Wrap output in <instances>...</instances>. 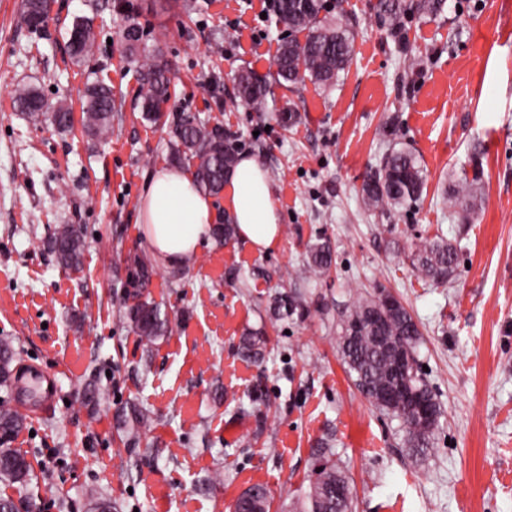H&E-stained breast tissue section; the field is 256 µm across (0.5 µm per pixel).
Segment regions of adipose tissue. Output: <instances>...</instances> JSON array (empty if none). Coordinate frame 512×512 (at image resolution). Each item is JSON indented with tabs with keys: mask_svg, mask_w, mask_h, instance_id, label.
Here are the masks:
<instances>
[{
	"mask_svg": "<svg viewBox=\"0 0 512 512\" xmlns=\"http://www.w3.org/2000/svg\"><path fill=\"white\" fill-rule=\"evenodd\" d=\"M223 213L237 224L238 239L246 246L266 252L278 245V210L266 172L254 157H243L228 176L220 212L185 170H157L140 201L144 244L165 266L188 267L209 245Z\"/></svg>",
	"mask_w": 512,
	"mask_h": 512,
	"instance_id": "obj_1",
	"label": "adipose tissue"
}]
</instances>
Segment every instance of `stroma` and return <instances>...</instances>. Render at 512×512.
I'll list each match as a JSON object with an SVG mask.
<instances>
[{"mask_svg":"<svg viewBox=\"0 0 512 512\" xmlns=\"http://www.w3.org/2000/svg\"><path fill=\"white\" fill-rule=\"evenodd\" d=\"M22 2L0 0V340L55 372L61 400L11 442L31 483L0 482V494L20 512H93L103 500L111 512H234L260 483L268 512H293L315 478L311 450L328 437L354 512H512V0H446L397 37L377 0H325L326 22H348L355 36L329 88L278 80L274 60L292 33L263 0H53L38 31L21 25ZM79 17L92 19L97 49L75 64L67 40ZM133 22L170 72L155 123L127 60ZM243 70L266 80L262 107L240 101ZM96 79L121 108L106 141L33 124L14 104L28 84L77 114ZM179 113L238 134L242 154L262 163L280 243L256 252L213 242L178 274L155 265L149 296L169 331L148 343L124 317L126 258L145 252L138 203L149 175L173 163ZM391 143L416 153L426 183L415 206L383 219L365 209L361 186ZM476 169L477 207L449 210L444 192ZM60 224L84 229L81 271L43 246ZM437 235L458 250L443 286L409 260L414 243ZM321 239L331 269L296 278ZM379 285L417 323L418 359L444 410L425 459L338 354L346 306ZM282 293L300 307L274 322ZM260 327L270 355L255 364L238 346ZM92 379L109 401L87 405ZM131 403L152 416L136 448L117 432Z\"/></svg>","mask_w":512,"mask_h":512,"instance_id":"obj_1","label":"stroma"}]
</instances>
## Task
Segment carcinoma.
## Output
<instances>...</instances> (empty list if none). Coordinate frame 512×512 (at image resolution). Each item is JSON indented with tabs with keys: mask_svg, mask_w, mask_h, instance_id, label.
<instances>
[{
	"mask_svg": "<svg viewBox=\"0 0 512 512\" xmlns=\"http://www.w3.org/2000/svg\"><path fill=\"white\" fill-rule=\"evenodd\" d=\"M445 0H378L376 8L384 25L395 36L400 34L406 16L410 14H437ZM325 10L324 0H276V11L281 22L291 31L307 32L300 43H285L276 59L277 75L295 84L306 78L323 85L338 80L352 60L354 36L347 26L336 27L321 24L320 13ZM47 3L43 0H25L21 22L28 29L37 31L44 27ZM129 57L136 64L140 81L141 109L147 119H155L161 107L170 98V79L142 47L143 32L136 24L125 31ZM68 44L71 58L80 62L93 53L95 37L92 24L77 20L69 31ZM238 94L251 106H260L267 95L266 86L251 72L238 76ZM16 106L27 113L34 124L50 123L60 130L72 127L70 110L59 103L46 108L39 92L30 86H22L15 92ZM118 112L112 88L103 82L88 85L83 103V126L88 134L99 139L112 135V123ZM174 158H188L195 165V181L200 190L218 194L224 190V181L239 160L238 136L218 126L209 127L189 114L173 118ZM480 172L472 178H464L448 204L453 208L473 210L478 196L475 184ZM425 181L423 168L415 153L408 148H389L378 164L366 174L362 185L365 205L374 213L388 217L394 211L409 207L419 200ZM214 238L225 245L236 238V225L229 218L215 224ZM47 249L65 269L77 271L83 265L85 241L82 231L74 224H59L46 240ZM413 267L426 279L437 285L448 282L457 264L454 246L441 237L424 239L411 247ZM332 252L328 241L320 240L310 246L299 276L317 279L330 268ZM152 272L139 256L127 259L126 287L133 304L127 307L125 317L134 332L152 342L169 330V319L160 306L147 296ZM389 290L379 286L367 294L353 299L340 320L338 353L358 391L378 410L398 421V431L403 434L408 450L424 458L432 448L443 409L436 394L426 382L421 371H413L418 364V347L421 333L413 317L396 300L387 305L383 302ZM267 338L263 330L249 331L240 338L242 355L257 363L265 359ZM408 360L407 377L397 373L398 356ZM17 355L11 345L0 340V387L10 389L14 380V362ZM406 380L430 410L427 418L419 417L406 396L391 397L398 389L400 380ZM151 421L148 411L135 404L123 411L118 428L126 433V443L136 448L140 431ZM24 425L23 417L11 407L10 402L0 399V481L21 483L29 476L30 466L24 455L8 446V443ZM313 454L320 459L316 478L311 483L305 499L297 503V512H352L353 498H340L336 490L350 487L345 473L329 459L330 446L318 444ZM267 488L252 485L239 499L249 512H266Z\"/></svg>",
	"mask_w": 512,
	"mask_h": 512,
	"instance_id": "carcinoma-1",
	"label": "carcinoma"
}]
</instances>
